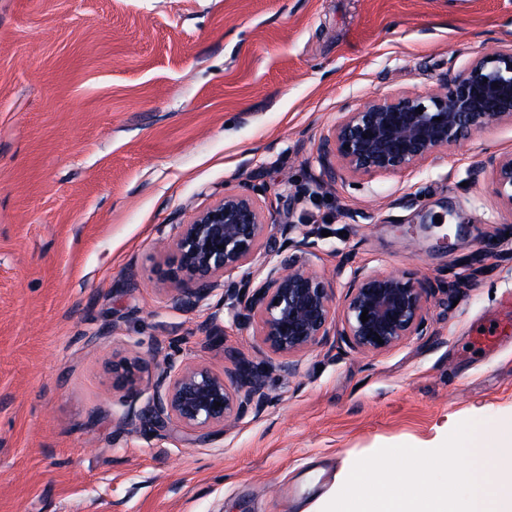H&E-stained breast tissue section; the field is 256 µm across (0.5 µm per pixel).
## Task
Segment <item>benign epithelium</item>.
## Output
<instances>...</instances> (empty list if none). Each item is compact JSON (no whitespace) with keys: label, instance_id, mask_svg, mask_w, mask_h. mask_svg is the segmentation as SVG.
I'll use <instances>...</instances> for the list:
<instances>
[{"label":"benign epithelium","instance_id":"1","mask_svg":"<svg viewBox=\"0 0 512 512\" xmlns=\"http://www.w3.org/2000/svg\"><path fill=\"white\" fill-rule=\"evenodd\" d=\"M504 120L512 121V47L449 76L446 91L403 94L341 113L323 143L321 161L331 183L343 171H410L463 137ZM489 164L498 196L512 208V153L493 156ZM173 228L172 255L159 271L173 307L192 310L223 291L233 325L256 326L263 349L277 357L273 369L283 377H294L300 354L314 346L332 351L339 340L369 355L427 334L428 303L438 284L416 273L356 268L342 306L336 307L330 279L299 263L301 256L316 255L318 242L293 235L290 224L269 233L253 191L226 189L224 198ZM260 256L266 276L259 284L246 273L238 280L225 279ZM364 311L366 322L361 320ZM224 358L228 365L221 374L203 363L186 366L164 358L144 407L119 416L117 428L126 430L139 420L156 436L176 429L204 437L212 428L224 430L263 411L271 402L267 371L235 350L224 351ZM139 381L135 364H112V386L134 390Z\"/></svg>","mask_w":512,"mask_h":512}]
</instances>
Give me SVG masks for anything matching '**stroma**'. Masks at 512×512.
Wrapping results in <instances>:
<instances>
[{"label":"stroma","instance_id":"1","mask_svg":"<svg viewBox=\"0 0 512 512\" xmlns=\"http://www.w3.org/2000/svg\"><path fill=\"white\" fill-rule=\"evenodd\" d=\"M511 46L512 0H0V512H301L344 458L419 446L446 419L492 447L512 339L480 336L512 292V208L488 160L512 153V122L333 186L319 149L340 113L446 90ZM248 182L269 223L317 236L307 266L335 299L345 261L487 272L456 304L435 293L426 335L314 348L281 377L221 293L180 311L154 275L173 225ZM209 317L224 345L205 346ZM228 347L269 369L260 416L201 443L116 428L151 393L154 351L219 372ZM120 357L141 361L136 391L112 386Z\"/></svg>","mask_w":512,"mask_h":512}]
</instances>
